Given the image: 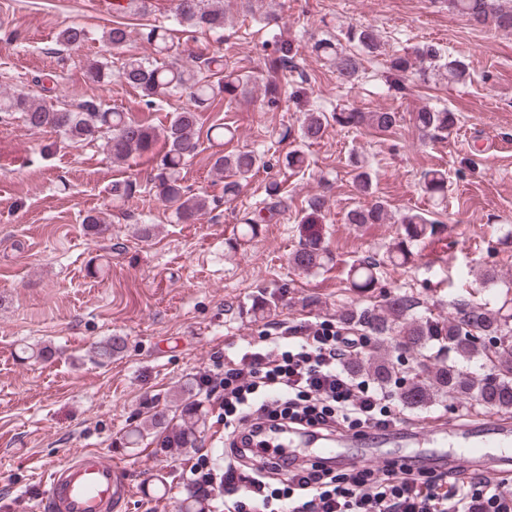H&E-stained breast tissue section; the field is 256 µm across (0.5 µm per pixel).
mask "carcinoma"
<instances>
[{
    "instance_id": "cac0c4a2",
    "label": "carcinoma",
    "mask_w": 512,
    "mask_h": 512,
    "mask_svg": "<svg viewBox=\"0 0 512 512\" xmlns=\"http://www.w3.org/2000/svg\"><path fill=\"white\" fill-rule=\"evenodd\" d=\"M248 11L259 12L268 24L277 18L273 3L265 0H244ZM448 8L466 17L475 27L512 33V0H448ZM175 21L183 30L196 32L224 30V0H177ZM152 54L128 55L121 59L118 70H112L108 59H90L86 65L87 80L109 84L116 76L136 90L143 104L151 107L162 94L184 93L189 103L172 113L169 120L155 126L135 119L128 113L109 108L95 98H85L75 106H48L25 93L0 92V120L20 115L33 129H49L71 143L92 142L106 136L105 147L112 162L120 165L131 159L154 153L163 142L151 181L159 199L173 209L179 224H195L216 209L220 202L234 201L244 184L267 166L259 151H238L213 155L212 172L224 180L223 196L216 198L205 192H193L184 185L181 171L195 151L200 132V113L216 100L232 102L251 93L253 77L224 68V56L198 57L194 63L165 64L160 58L173 51L170 29L152 25L141 32ZM112 50L123 49L129 41L124 23L115 21L103 35ZM87 40L80 26H68L57 36L63 47H78ZM383 41L380 33L363 25H350L337 35L317 38L311 52L322 62L336 69L338 77L349 84L359 81L361 56L380 54ZM302 44L282 36L276 38L266 54L265 66L273 75L290 66L300 56ZM388 70L396 77L412 76L426 82L444 79L450 84L463 83L469 77L467 65L449 51L427 43L394 53L387 60ZM290 99L304 112L297 130L296 145L282 163L295 171L308 167L304 146L321 139L330 122L341 127L371 126L390 130L396 126L397 113L389 110L364 112L358 107L326 114L308 107L309 91L306 80L299 78ZM415 124L425 135L452 134L456 117L447 108L426 106L416 112ZM351 164L356 170V186L363 196L373 195V180L367 162L354 155ZM423 190L437 204L448 197V174L439 168L423 174ZM112 204L122 208L126 201L140 192L137 178L127 177L112 183ZM325 200L320 196L309 199L299 218L298 244L289 257L297 269L313 272L328 266L330 253L325 247ZM389 220L387 205L377 199L347 214L350 224H385ZM263 217L245 219L238 237L229 242L232 249L253 237ZM398 242L388 251L387 260L396 266H406L420 256L419 247L441 234L443 226L429 220L423 213L409 211L400 219ZM381 262L357 259L349 264L347 280L361 294L375 292ZM279 298L261 294L253 299L250 311L254 320H264L275 313ZM420 302L407 295L382 296L381 301L368 307L345 310L341 319L361 328L374 339L372 351L364 359L351 361V368L363 372L384 386L395 389L398 399L412 407L431 403L438 397L464 396L501 411L512 410V298H504L497 310L482 304H465L456 316L439 318L418 313ZM125 339L110 336L96 344L94 357L100 363L112 360L122 351ZM414 352L422 358L420 374L406 379L399 376L402 354ZM482 360L480 372L460 367L463 360ZM200 384L186 382L174 394L180 402V414L171 416L162 408L149 414L127 431L130 443L151 435L161 448H194L206 425L207 413L196 400ZM213 494L193 485L179 501L178 512H210Z\"/></svg>"
}]
</instances>
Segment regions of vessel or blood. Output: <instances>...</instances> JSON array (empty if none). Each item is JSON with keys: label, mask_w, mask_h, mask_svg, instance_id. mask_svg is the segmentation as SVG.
Masks as SVG:
<instances>
[{"label": "vessel or blood", "mask_w": 512, "mask_h": 512, "mask_svg": "<svg viewBox=\"0 0 512 512\" xmlns=\"http://www.w3.org/2000/svg\"><path fill=\"white\" fill-rule=\"evenodd\" d=\"M276 445L309 449L312 460L334 459L343 448L410 445L417 448L458 449L454 462L465 467L484 459L489 448L512 447V420L490 417L477 424H439L401 427L387 433L344 435L327 440L304 434L276 438ZM131 486L126 468L102 454L78 449L60 463L51 465L39 512H122Z\"/></svg>", "instance_id": "1"}]
</instances>
